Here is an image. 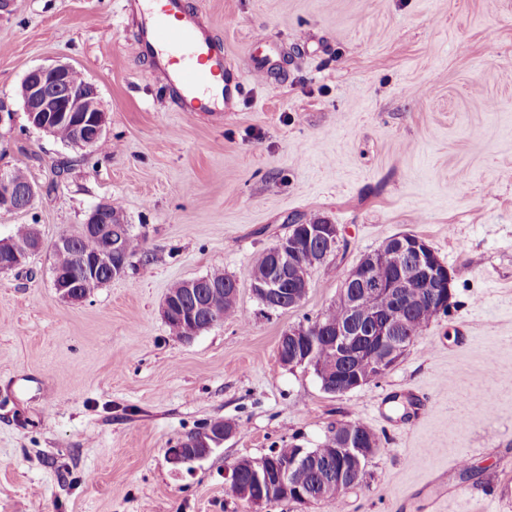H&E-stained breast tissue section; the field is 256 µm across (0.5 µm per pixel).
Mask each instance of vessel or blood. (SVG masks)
<instances>
[{
	"label": "vessel or blood",
	"mask_w": 512,
	"mask_h": 512,
	"mask_svg": "<svg viewBox=\"0 0 512 512\" xmlns=\"http://www.w3.org/2000/svg\"><path fill=\"white\" fill-rule=\"evenodd\" d=\"M160 2V9L148 12L141 31L158 78L176 90L187 118H223L224 104L242 92V79L230 76L223 45L204 30L187 0Z\"/></svg>",
	"instance_id": "b4317fda"
}]
</instances>
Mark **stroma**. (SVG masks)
<instances>
[{
    "label": "stroma",
    "instance_id": "stroma-1",
    "mask_svg": "<svg viewBox=\"0 0 512 512\" xmlns=\"http://www.w3.org/2000/svg\"><path fill=\"white\" fill-rule=\"evenodd\" d=\"M189 3L233 74L260 53L276 63L220 120L179 112L126 0H11L0 12V96L15 112L0 169H25L37 189L28 209L0 211V238L34 224L47 244L0 274V512H330L246 504L224 474L291 442L318 447L352 420L380 447L339 512H512V0ZM262 29L271 43H255ZM57 62L97 86L108 151L29 125L16 92ZM106 201L144 251L69 303L49 244ZM328 221L347 249L311 271L299 306L260 305L257 255L291 225ZM403 232L451 271L448 313L378 382L345 394L284 367L283 333ZM216 271L236 283L235 318L172 336L169 289ZM217 418L238 434L173 464L170 448ZM454 485L468 496L449 495Z\"/></svg>",
    "mask_w": 512,
    "mask_h": 512
}]
</instances>
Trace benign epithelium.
I'll return each instance as SVG.
<instances>
[{
  "label": "benign epithelium",
  "instance_id": "7a95c632",
  "mask_svg": "<svg viewBox=\"0 0 512 512\" xmlns=\"http://www.w3.org/2000/svg\"><path fill=\"white\" fill-rule=\"evenodd\" d=\"M74 71V66L61 62L35 67L23 78L17 96L34 128L52 135L57 125L66 123L71 130L70 144L92 150L105 136V114L99 108L94 84L87 83L83 92L71 90L70 78ZM35 195L32 184L23 186L15 181L12 172L0 170V210L25 209ZM110 206L111 203L103 202L86 213L82 235L93 237L105 232L111 238L123 235L128 225L111 216ZM303 228L308 240L313 242L308 263L297 261L294 245L284 237L273 245L272 262L265 273L252 279L254 296L269 310L293 307L308 290L309 269L326 261L341 241V230L336 224H305ZM43 247L44 241L39 235L30 250L22 254L13 249L10 240H0V253L10 258L7 266L13 269L24 266L30 253ZM388 261L396 263L398 274L387 282L375 281L373 267ZM77 262L84 282L90 286L99 284L106 274L114 279L126 273L124 267L112 264L110 246L94 258L79 257ZM450 282L448 267L416 235H393L365 256L347 274L337 299V303L351 311L352 318L329 331V347L339 365L347 371L348 383L338 389L326 374L321 376L322 389L329 394H344L366 386L360 377L353 375L354 367L366 361L374 362L381 373H387L406 351L405 344L394 337L402 312L421 304L426 291L442 285L448 287ZM381 300L395 302L397 310L386 313L374 308ZM284 335L288 336L289 351L279 356L280 362L288 367H314L319 343L310 338L309 327L293 326ZM234 433V429L226 427L222 436L210 442L196 440L198 447L190 457L179 444L169 449L170 459L176 465L202 461ZM375 440L372 431L363 433L344 424L337 425L329 439L336 460V468L328 470L329 482L341 488L357 483L377 452ZM319 463L320 456L301 447L286 466L273 469L262 457L251 461L248 481H240L239 471L234 466L226 470L225 478L237 497L246 498L255 506L274 497L308 505L313 499L294 482L292 472L300 465L316 467Z\"/></svg>",
  "mask_w": 512,
  "mask_h": 512
}]
</instances>
